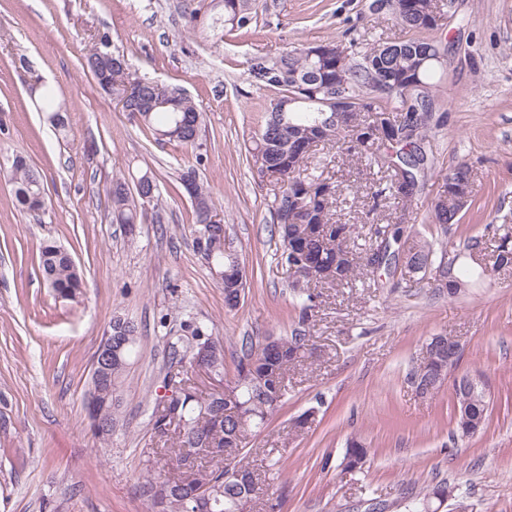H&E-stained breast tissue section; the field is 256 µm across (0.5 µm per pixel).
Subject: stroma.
Instances as JSON below:
<instances>
[{
  "mask_svg": "<svg viewBox=\"0 0 512 512\" xmlns=\"http://www.w3.org/2000/svg\"><path fill=\"white\" fill-rule=\"evenodd\" d=\"M373 0H261L249 32L213 39L189 27L190 12L211 13L213 0H0V160L22 153L39 172L47 211L19 212L0 180V512H147L139 476L163 446L150 422L168 393L166 329L185 317L224 338L233 375L246 341L280 335L298 316L274 254L279 238L269 206L279 181L258 179L243 141L263 123L267 97L249 72L259 56L325 41L361 46L407 38ZM132 66L193 97L206 114L199 175L211 185L227 247L245 270L235 311L194 245V214L179 169L194 156L157 145L138 120L120 111L81 67L100 35ZM448 71L433 91L443 126L427 143L435 171L410 207V222L435 252L455 256L469 236H512V0H452L433 32ZM64 102L66 129L54 130L33 82ZM325 177L366 190L363 162L321 145ZM469 163L476 201L459 223H431L438 173ZM151 169L160 181L164 223L111 221L110 189L118 173ZM65 248L86 288L57 298L38 270V248ZM484 252V277L457 296L438 289L432 265L409 288L381 269L354 287L323 288L311 330L314 351L288 372V401L252 437L243 462L264 469L282 512H367L369 503L403 497L440 481L454 487L467 512H512V266ZM138 326V354L121 392L123 429L103 442L85 410L96 351L114 317ZM436 333L462 347L459 372L487 385L491 411L475 436L454 440L451 386L422 397L410 380L416 357ZM312 418L305 426L296 420ZM368 450L362 468L341 461L350 438Z\"/></svg>",
  "mask_w": 512,
  "mask_h": 512,
  "instance_id": "obj_1",
  "label": "stroma"
}]
</instances>
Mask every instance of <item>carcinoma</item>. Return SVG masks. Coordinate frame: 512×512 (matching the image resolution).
<instances>
[{
	"instance_id": "1",
	"label": "carcinoma",
	"mask_w": 512,
	"mask_h": 512,
	"mask_svg": "<svg viewBox=\"0 0 512 512\" xmlns=\"http://www.w3.org/2000/svg\"><path fill=\"white\" fill-rule=\"evenodd\" d=\"M217 11L203 20L190 14V22H202L214 38L222 39L224 31H246L251 22L246 0H217ZM403 29L413 36L398 44L415 49V53L392 56L380 63L374 48L362 50L358 43L339 45L340 56L327 65V71L306 54L305 45L295 47L278 58L251 59L250 73L269 92L267 119L259 137L250 148L252 171L260 177L279 172L280 191L271 202V211L288 213L297 208L306 209L305 221L277 224L281 241L278 265L288 278L298 309L290 335L274 339L278 350L270 349L263 336L244 347L231 385L224 394L215 395L194 389L192 393L170 402L169 406L155 407L152 429L164 438L165 462H148L142 477L143 493L150 501L149 512H247L248 504L260 487L250 488L234 477L237 455L246 447L249 432L263 428L269 418L285 404L288 396V367L312 354L310 326L320 306L322 285L344 286L356 280L357 271L383 268L401 279L411 282L407 275L426 267L431 262L432 245L413 240L402 220L374 225V242L360 256L350 248L355 227L336 220V204L341 194L339 185L309 170L311 155L288 150V138L305 140L315 130H321L325 143H342L346 153L363 162L369 169L387 172L386 180L369 187V209L377 211L383 201H391L408 210L420 191L428 172L423 144L432 127L426 125L423 113L432 111V95L420 90L406 98L397 91H374L370 85L374 75L386 72L398 76L418 69L416 76L425 87L435 88L441 71L432 62H421V56L441 52L438 43L414 36L416 32L431 31L422 25L416 15L393 12ZM85 66L104 91L122 103L121 110L133 112L157 143L175 142L196 152L195 163L177 172L176 182L186 187V175L203 161L200 134L205 125V112L196 101L177 85L161 83L131 70L124 53L110 50L108 36L103 35L89 50ZM304 81L300 89L290 79L292 75ZM345 95L359 100L351 122L336 126L333 113L321 111L318 101L328 95ZM47 122L59 131L66 130L62 105L56 102L53 90L41 87L39 94ZM291 101L277 116L274 101ZM382 124L393 131L391 140L381 142L371 137L374 127ZM471 166L460 162L441 174L442 186L452 195L465 194L468 202L475 200L473 184L467 174ZM0 178L11 186L20 211L36 213L43 209L44 187L41 177L27 159L18 153L0 168ZM194 210V242L212 272L219 274L224 285V306L233 311L244 295L242 266L238 256L224 250V225L212 223L216 203L209 184L198 181L189 194ZM112 223L136 224L146 217L157 223L165 221V209L157 177L146 170L139 178L129 181L121 173L112 179L110 192ZM459 209L438 204L432 210V223L455 224ZM409 243L405 249L392 245ZM302 245L326 271L317 281H310L301 273V260L295 255V245ZM39 271L46 287L67 300L77 299L85 283L71 254L57 244L46 241L39 247ZM444 288L456 287L473 276H483L467 265L450 263L444 268ZM126 331L131 343L122 354V361L112 366V380L102 389L96 418L104 428L97 431L103 440L112 439L117 426L124 423L120 412V390L131 358L137 353L138 328L128 321ZM207 349V362L214 375L224 376V341L208 326L194 318L180 323V334L169 343L171 365L183 367L194 364L201 348ZM440 362L434 360L419 365L410 373V379L421 384L430 383L439 371ZM490 401L472 404L470 419L484 428L488 420ZM368 455L361 440L349 443L341 465L346 470L359 468V462ZM205 488V496L190 498V491ZM447 483L428 486L412 495L406 512H424V501L433 507L440 505L439 497Z\"/></svg>"
}]
</instances>
